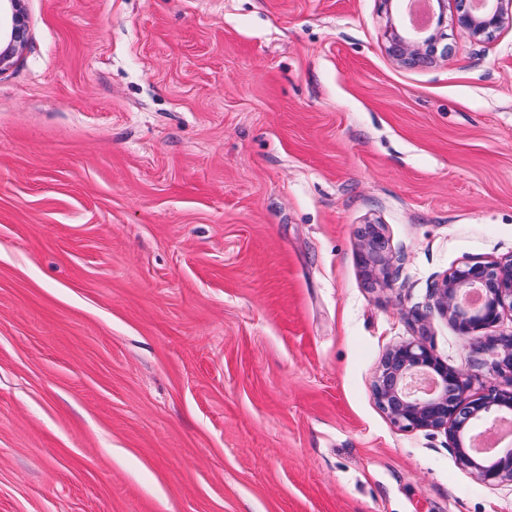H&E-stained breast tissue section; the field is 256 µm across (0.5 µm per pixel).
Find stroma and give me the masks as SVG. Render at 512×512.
I'll use <instances>...</instances> for the list:
<instances>
[{"instance_id": "stroma-1", "label": "stroma", "mask_w": 512, "mask_h": 512, "mask_svg": "<svg viewBox=\"0 0 512 512\" xmlns=\"http://www.w3.org/2000/svg\"><path fill=\"white\" fill-rule=\"evenodd\" d=\"M0 74V512H512L373 383L512 255V28L386 54L399 0H25ZM381 225L392 281L358 259Z\"/></svg>"}]
</instances>
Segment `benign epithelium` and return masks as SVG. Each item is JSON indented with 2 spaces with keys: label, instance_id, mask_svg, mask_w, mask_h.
<instances>
[{
  "label": "benign epithelium",
  "instance_id": "obj_1",
  "mask_svg": "<svg viewBox=\"0 0 512 512\" xmlns=\"http://www.w3.org/2000/svg\"><path fill=\"white\" fill-rule=\"evenodd\" d=\"M455 26L469 38L481 40L512 24V0H453ZM0 74L11 68L28 42L29 25L24 0H0ZM448 21V0H429L423 24L387 10L385 51L406 68L431 67L450 57L439 48L442 27ZM359 260L376 281L389 277L391 258L384 251L379 225L361 231ZM433 306L467 340L474 341L469 361L512 379V332L492 334L503 313L512 312V257L500 261L468 260L446 274L432 292ZM469 380L441 361L425 337L390 348L374 380L378 404L391 422L405 431L430 430L448 438L458 463L485 484L512 482V448L488 457L476 447L481 437L496 447L490 429L469 431L500 412H512V388L492 385L477 398L466 397Z\"/></svg>",
  "mask_w": 512,
  "mask_h": 512
}]
</instances>
